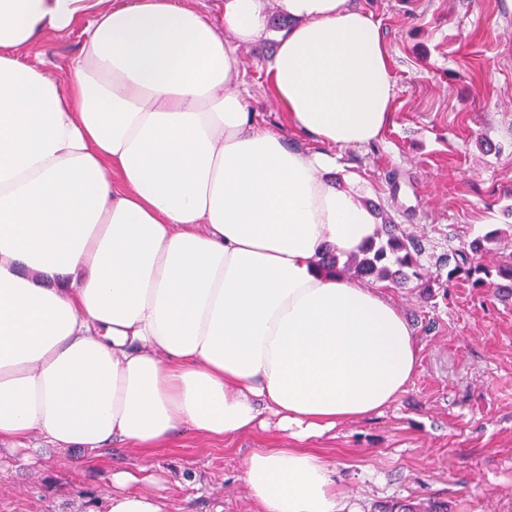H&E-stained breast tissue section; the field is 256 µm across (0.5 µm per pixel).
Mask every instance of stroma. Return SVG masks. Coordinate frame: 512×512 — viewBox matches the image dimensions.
<instances>
[{
    "label": "stroma",
    "mask_w": 512,
    "mask_h": 512,
    "mask_svg": "<svg viewBox=\"0 0 512 512\" xmlns=\"http://www.w3.org/2000/svg\"><path fill=\"white\" fill-rule=\"evenodd\" d=\"M379 22L394 85L393 119L363 147L331 148L359 176L365 202L421 246L428 276L487 238L480 263L512 254V13L500 0H352ZM270 37L239 48V92L261 126L305 151L266 77L282 15L266 0ZM82 28L48 32L26 49L65 82ZM416 338V373L383 414L341 422L314 440L343 504L447 502L448 512H512V287L457 281L432 294L386 284ZM274 429L231 444L180 428L151 456L116 442L103 453L32 437L27 452L0 444V512H107L110 476L124 469L162 497L164 512H255L244 481L255 448H279Z\"/></svg>",
    "instance_id": "stroma-1"
}]
</instances>
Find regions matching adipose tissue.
Wrapping results in <instances>:
<instances>
[{
  "label": "adipose tissue",
  "instance_id": "ef3b65f1",
  "mask_svg": "<svg viewBox=\"0 0 512 512\" xmlns=\"http://www.w3.org/2000/svg\"><path fill=\"white\" fill-rule=\"evenodd\" d=\"M290 24L267 74L288 124L370 144L394 105L379 25L349 0H276ZM82 27L59 85L19 52ZM265 0L216 26L181 0H0V441L144 454L180 426L231 441L276 423L298 440L381 413L417 369L387 293L324 267L377 229L336 158L259 128L238 46ZM259 512H342L327 463L258 448ZM116 471L107 512H163Z\"/></svg>",
  "mask_w": 512,
  "mask_h": 512
}]
</instances>
